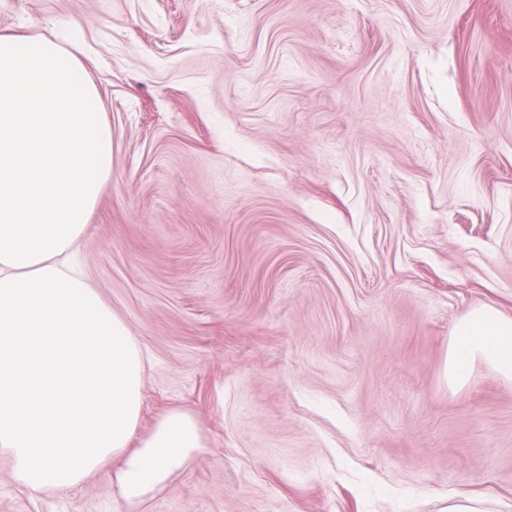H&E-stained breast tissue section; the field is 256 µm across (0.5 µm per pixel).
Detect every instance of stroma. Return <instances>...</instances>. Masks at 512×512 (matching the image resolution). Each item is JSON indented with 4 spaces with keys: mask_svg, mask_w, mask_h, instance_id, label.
Masks as SVG:
<instances>
[{
    "mask_svg": "<svg viewBox=\"0 0 512 512\" xmlns=\"http://www.w3.org/2000/svg\"><path fill=\"white\" fill-rule=\"evenodd\" d=\"M112 130L78 260L146 351L140 431L206 451L137 504L106 469L0 512H512V0H0ZM476 360L495 376L512 381V317L480 307L457 323L448 356L450 383L466 384Z\"/></svg>",
    "mask_w": 512,
    "mask_h": 512,
    "instance_id": "1",
    "label": "stroma"
}]
</instances>
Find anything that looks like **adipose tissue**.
Wrapping results in <instances>:
<instances>
[{
	"label": "adipose tissue",
	"mask_w": 512,
	"mask_h": 512,
	"mask_svg": "<svg viewBox=\"0 0 512 512\" xmlns=\"http://www.w3.org/2000/svg\"><path fill=\"white\" fill-rule=\"evenodd\" d=\"M82 69L53 41L0 34V454L33 491L112 467L136 504L205 444L179 409L139 432L141 346L72 267L112 175V132ZM477 361L512 381V317L480 307L457 323L450 383Z\"/></svg>",
	"instance_id": "1"
}]
</instances>
